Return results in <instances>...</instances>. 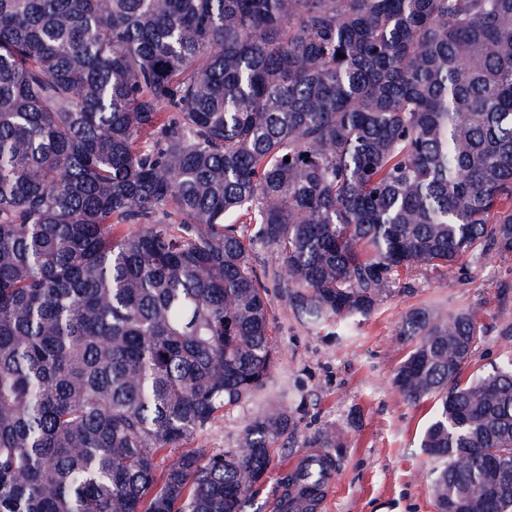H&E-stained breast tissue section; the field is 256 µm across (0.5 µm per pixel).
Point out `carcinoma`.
Returning <instances> with one entry per match:
<instances>
[{
    "label": "carcinoma",
    "mask_w": 512,
    "mask_h": 512,
    "mask_svg": "<svg viewBox=\"0 0 512 512\" xmlns=\"http://www.w3.org/2000/svg\"><path fill=\"white\" fill-rule=\"evenodd\" d=\"M488 245L512 0H0V512H246L287 412L161 463L270 374L259 251L317 327ZM399 336L438 512H512V365L463 378L470 313Z\"/></svg>",
    "instance_id": "cac0c4a2"
}]
</instances>
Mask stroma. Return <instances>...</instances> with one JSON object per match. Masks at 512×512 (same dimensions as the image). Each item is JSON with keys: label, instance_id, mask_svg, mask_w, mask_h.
I'll use <instances>...</instances> for the list:
<instances>
[{"label": "stroma", "instance_id": "stroma-1", "mask_svg": "<svg viewBox=\"0 0 512 512\" xmlns=\"http://www.w3.org/2000/svg\"><path fill=\"white\" fill-rule=\"evenodd\" d=\"M268 297L273 369L262 387L225 408L194 438L214 451L234 448L253 417L288 412L295 427L280 437L247 512H273L291 463L311 454L314 439L327 428L339 430L342 445L330 451L334 472L325 512H437L433 463L420 447L433 404L408 402L393 385L409 351L399 328L419 308L472 313L483 330L473 366L506 365L512 361V332L505 331L499 313L512 311V261L489 250L449 272L416 270L408 284L395 285L376 311L356 318L346 332L333 322L305 324L286 289L270 285Z\"/></svg>", "mask_w": 512, "mask_h": 512}]
</instances>
